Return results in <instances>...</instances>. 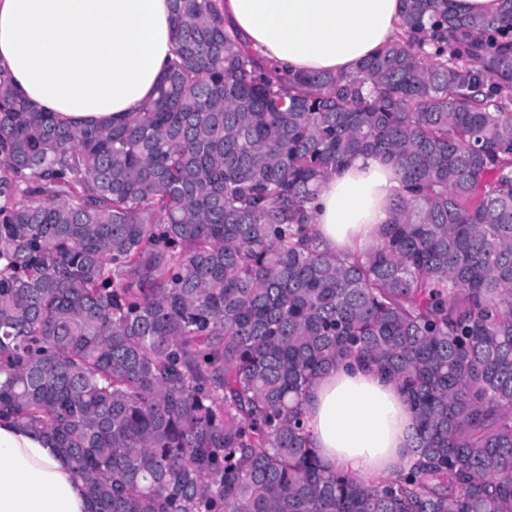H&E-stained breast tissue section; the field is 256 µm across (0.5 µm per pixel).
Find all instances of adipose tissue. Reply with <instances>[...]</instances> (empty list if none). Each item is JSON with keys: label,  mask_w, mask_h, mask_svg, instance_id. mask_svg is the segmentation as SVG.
I'll list each match as a JSON object with an SVG mask.
<instances>
[{"label": "adipose tissue", "mask_w": 512, "mask_h": 512, "mask_svg": "<svg viewBox=\"0 0 512 512\" xmlns=\"http://www.w3.org/2000/svg\"><path fill=\"white\" fill-rule=\"evenodd\" d=\"M224 24L285 73H356L401 33V0H224ZM169 0H0V71L31 104L78 124L119 122L154 94L172 55ZM401 184L361 155L327 178L316 230L331 250L380 240ZM331 469L387 475L413 462L405 392L365 362L326 368L302 404ZM0 512H91L50 440L0 421Z\"/></svg>", "instance_id": "adipose-tissue-1"}]
</instances>
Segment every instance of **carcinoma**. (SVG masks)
Returning <instances> with one entry per match:
<instances>
[{"mask_svg":"<svg viewBox=\"0 0 512 512\" xmlns=\"http://www.w3.org/2000/svg\"><path fill=\"white\" fill-rule=\"evenodd\" d=\"M174 58L118 124L0 75V418L52 439L92 512H512V0H402L355 75L267 67L220 0H169ZM373 155L406 187L333 254L314 201ZM398 380L416 460L325 468L329 365ZM499 7V0H448V8L461 14L493 15Z\"/></svg>","mask_w":512,"mask_h":512,"instance_id":"carcinoma-1","label":"carcinoma"}]
</instances>
